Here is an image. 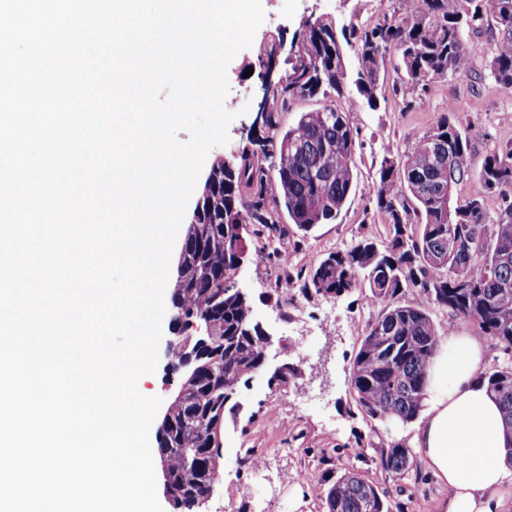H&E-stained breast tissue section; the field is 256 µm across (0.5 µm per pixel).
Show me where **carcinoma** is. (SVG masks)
Instances as JSON below:
<instances>
[{
    "mask_svg": "<svg viewBox=\"0 0 512 512\" xmlns=\"http://www.w3.org/2000/svg\"><path fill=\"white\" fill-rule=\"evenodd\" d=\"M488 26L497 33L485 49L471 34ZM357 67L346 65L347 49ZM397 55L396 74L409 89L432 94L448 75L467 76L474 59L489 54L490 77L512 90V0H399L393 15L337 28L319 16L299 28L285 62V84L262 85L264 111L249 146L233 160L214 164L205 180L186 235L182 279L174 302L180 334L191 321H212L219 358L216 372L203 366L185 378L184 401L173 409L160 451L178 448L169 468L176 512H199L218 474L210 461L222 456L210 437L225 394L255 374L263 331L245 294L225 285L241 261V224H278L280 211L308 232L332 224L358 176L357 129L349 115L377 105L386 58ZM345 96L347 109L324 104L301 113L280 130L279 113L296 98ZM482 130L446 112L403 153L386 151L371 200L385 216L381 240L363 237L329 255L300 288L303 296L337 299L361 291L378 314L360 336L351 364L350 394L372 421L411 423L422 410L428 366L445 335L434 306L512 354V141L476 165L472 142ZM477 177L498 207L482 197L462 198L457 188ZM417 300L399 301L408 291ZM498 400L505 431L512 433V365L483 373ZM402 443L381 449L379 464L390 476L410 467ZM328 512H389L377 486L355 470L327 489Z\"/></svg>",
    "mask_w": 512,
    "mask_h": 512,
    "instance_id": "cac0c4a2",
    "label": "carcinoma"
}]
</instances>
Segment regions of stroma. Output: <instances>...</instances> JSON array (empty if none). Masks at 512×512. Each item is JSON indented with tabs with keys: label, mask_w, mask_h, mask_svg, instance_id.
<instances>
[{
	"label": "stroma",
	"mask_w": 512,
	"mask_h": 512,
	"mask_svg": "<svg viewBox=\"0 0 512 512\" xmlns=\"http://www.w3.org/2000/svg\"><path fill=\"white\" fill-rule=\"evenodd\" d=\"M266 17L250 47L227 67L229 90L224 100L235 117L226 144L212 148L206 165L236 155L248 142L261 99V83L253 69L264 42L272 36L291 39L308 16H328L337 25H351L392 13L397 0H262ZM387 72L376 107H362L350 121L359 132L358 180L335 223L311 231L281 223L278 231L247 233L250 250L264 253L261 262L245 260L237 277L252 303L256 321L271 334L268 365L295 366L298 377L286 385L270 384L256 375L240 387L238 412L226 415L222 479L201 512H326L328 487L345 469L356 472L385 494L390 512H440L443 487L425 469L421 458L402 477L384 473L378 464L380 446L409 443L412 428L371 424L355 408L350 395V367L366 323L377 310L352 293L340 299L304 298L294 281L298 274L330 253L351 247L362 236H382L385 220L369 201L383 160L382 147L407 151L440 113L454 109L483 131L472 144L476 159L512 141V91L489 76L486 56H478L472 72L438 83L431 95L413 97ZM170 325H163L158 363L142 382L146 396L169 403L182 383L172 372ZM361 459H354L356 450ZM259 454L260 469L248 468L247 454Z\"/></svg>",
	"instance_id": "obj_1"
}]
</instances>
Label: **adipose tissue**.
Wrapping results in <instances>:
<instances>
[{
	"label": "adipose tissue",
	"mask_w": 512,
	"mask_h": 512,
	"mask_svg": "<svg viewBox=\"0 0 512 512\" xmlns=\"http://www.w3.org/2000/svg\"><path fill=\"white\" fill-rule=\"evenodd\" d=\"M483 348L450 334L428 368L423 419L412 441L427 471L447 487L441 512H498V491L512 488V436L481 382Z\"/></svg>",
	"instance_id": "1"
}]
</instances>
